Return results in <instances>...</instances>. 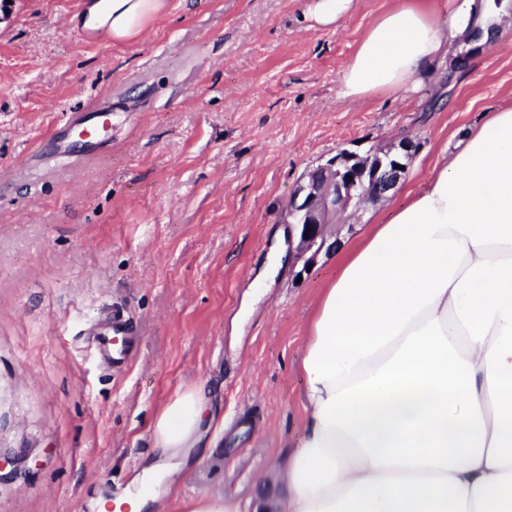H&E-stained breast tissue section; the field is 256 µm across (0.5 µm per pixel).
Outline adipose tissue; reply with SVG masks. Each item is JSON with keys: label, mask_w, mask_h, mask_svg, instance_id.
I'll list each match as a JSON object with an SVG mask.
<instances>
[{"label": "adipose tissue", "mask_w": 512, "mask_h": 512, "mask_svg": "<svg viewBox=\"0 0 512 512\" xmlns=\"http://www.w3.org/2000/svg\"><path fill=\"white\" fill-rule=\"evenodd\" d=\"M403 0L368 27L342 98L410 90L473 21ZM159 0H93L83 25L139 33ZM301 358L304 422L282 512H512V106L337 258ZM203 389L157 416L143 475L203 446Z\"/></svg>", "instance_id": "1"}]
</instances>
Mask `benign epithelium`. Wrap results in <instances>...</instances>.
<instances>
[{"label": "benign epithelium", "mask_w": 512, "mask_h": 512, "mask_svg": "<svg viewBox=\"0 0 512 512\" xmlns=\"http://www.w3.org/2000/svg\"><path fill=\"white\" fill-rule=\"evenodd\" d=\"M483 31L472 26L466 42L469 51L457 55L448 80L466 61L468 53L486 49ZM418 144L410 139L388 149L369 150L361 155L346 148L309 170L288 200V258L302 263L294 276L310 274L320 255L328 256L340 245L332 228L359 219L368 206L393 196L404 183Z\"/></svg>", "instance_id": "benign-epithelium-1"}]
</instances>
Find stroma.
<instances>
[{"label":"stroma","instance_id":"stroma-1","mask_svg":"<svg viewBox=\"0 0 512 512\" xmlns=\"http://www.w3.org/2000/svg\"><path fill=\"white\" fill-rule=\"evenodd\" d=\"M399 2L353 0L319 28L303 19L313 0H161L116 41L83 28L89 0H0V512H83L132 488L156 414L199 385L211 450L157 485L164 512L279 501L308 325L337 272L323 257L298 281L275 260L290 194L337 148L418 142L402 190L342 230L349 249L512 105V0L455 83L459 37L413 90L340 98L368 26ZM95 107L112 125L94 151L67 121ZM115 312L139 338L119 371L75 342ZM184 512H241V504L229 498L223 500L203 496L186 502Z\"/></svg>","mask_w":512,"mask_h":512}]
</instances>
